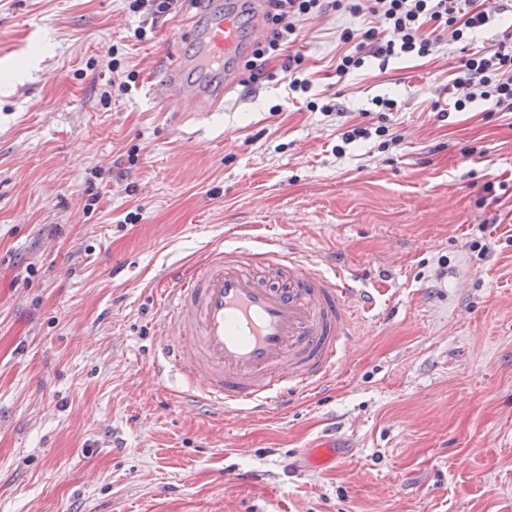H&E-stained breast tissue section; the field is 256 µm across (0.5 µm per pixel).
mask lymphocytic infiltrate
Listing matches in <instances>:
<instances>
[{
    "mask_svg": "<svg viewBox=\"0 0 512 512\" xmlns=\"http://www.w3.org/2000/svg\"><path fill=\"white\" fill-rule=\"evenodd\" d=\"M271 35L257 44L245 68L259 75L269 56L283 57L288 88L304 92L310 87L304 59L295 52L302 18L324 11V0H266ZM354 26L340 33L349 52L336 60L337 77L362 67L365 55L388 58L396 54L428 57L442 41L463 40L465 32L483 27L492 15L503 12L500 0H347ZM453 86L459 95L453 102L463 111L476 100L512 109V44L470 55L460 66Z\"/></svg>",
    "mask_w": 512,
    "mask_h": 512,
    "instance_id": "1",
    "label": "lymphocytic infiltrate"
}]
</instances>
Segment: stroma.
<instances>
[{
	"mask_svg": "<svg viewBox=\"0 0 512 512\" xmlns=\"http://www.w3.org/2000/svg\"><path fill=\"white\" fill-rule=\"evenodd\" d=\"M198 10L137 42L127 0H0V512H512V111L433 110L507 21L340 78L329 9L307 93L264 77L206 116L152 93ZM114 45L138 78L105 106ZM379 96L400 143L342 144ZM269 241L373 299L334 382L221 419L147 387L164 274Z\"/></svg>",
	"mask_w": 512,
	"mask_h": 512,
	"instance_id": "obj_1",
	"label": "stroma"
}]
</instances>
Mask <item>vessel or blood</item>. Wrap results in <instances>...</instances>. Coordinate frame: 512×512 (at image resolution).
<instances>
[{"instance_id":"b4317fda","label":"vessel or blood","mask_w":512,"mask_h":512,"mask_svg":"<svg viewBox=\"0 0 512 512\" xmlns=\"http://www.w3.org/2000/svg\"><path fill=\"white\" fill-rule=\"evenodd\" d=\"M208 2L191 33L192 54L177 59L155 90L179 110L223 106L251 52L248 34L265 22L260 0L245 12L242 0ZM163 295L153 360L180 374L194 402L212 413L262 415L292 394L323 388L359 333L351 277L290 246L212 247L192 270L174 269Z\"/></svg>"}]
</instances>
